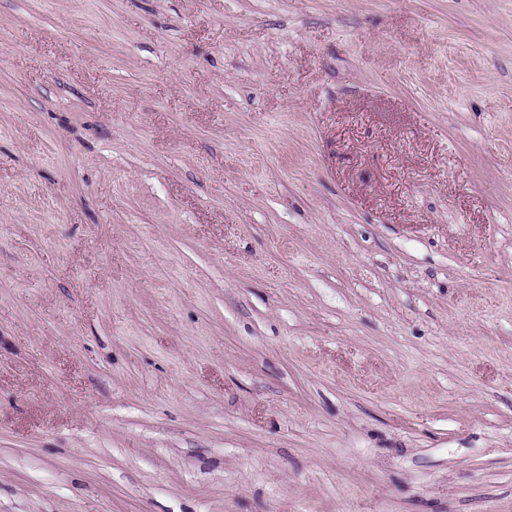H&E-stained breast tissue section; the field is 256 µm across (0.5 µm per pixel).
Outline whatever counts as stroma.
Returning a JSON list of instances; mask_svg holds the SVG:
<instances>
[{
    "mask_svg": "<svg viewBox=\"0 0 512 512\" xmlns=\"http://www.w3.org/2000/svg\"><path fill=\"white\" fill-rule=\"evenodd\" d=\"M0 512H512V0H0Z\"/></svg>",
    "mask_w": 512,
    "mask_h": 512,
    "instance_id": "obj_1",
    "label": "stroma"
}]
</instances>
